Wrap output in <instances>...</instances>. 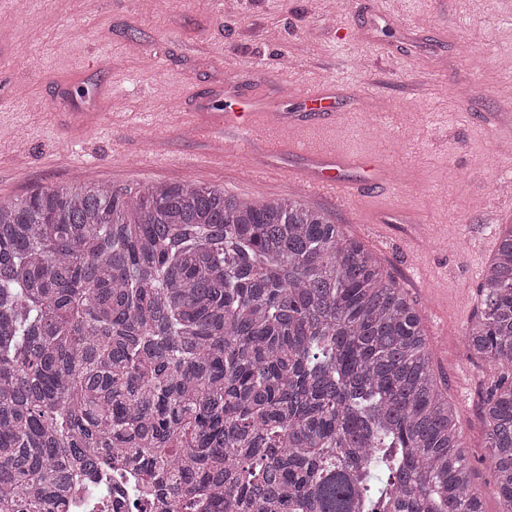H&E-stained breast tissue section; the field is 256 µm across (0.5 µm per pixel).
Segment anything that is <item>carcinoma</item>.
Returning a JSON list of instances; mask_svg holds the SVG:
<instances>
[{"label": "carcinoma", "mask_w": 512, "mask_h": 512, "mask_svg": "<svg viewBox=\"0 0 512 512\" xmlns=\"http://www.w3.org/2000/svg\"><path fill=\"white\" fill-rule=\"evenodd\" d=\"M469 350L512 512V224ZM406 292L324 212L178 181L0 202V512L136 468L160 512H484Z\"/></svg>", "instance_id": "carcinoma-1"}]
</instances>
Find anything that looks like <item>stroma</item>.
Instances as JSON below:
<instances>
[{
	"label": "stroma",
	"mask_w": 512,
	"mask_h": 512,
	"mask_svg": "<svg viewBox=\"0 0 512 512\" xmlns=\"http://www.w3.org/2000/svg\"><path fill=\"white\" fill-rule=\"evenodd\" d=\"M0 0V202L38 186L121 190L180 180L255 201L300 198L359 240L407 293L441 387L466 432L484 512H499L484 459L493 379L461 340L494 249L512 223V0ZM391 26H376L377 14ZM470 84L475 95L457 99ZM335 87L346 126L307 129L313 151L394 169L381 196L304 193L191 137L224 112H301L289 90ZM386 107V132L362 116ZM393 215L389 224L380 214Z\"/></svg>",
	"instance_id": "1"
}]
</instances>
